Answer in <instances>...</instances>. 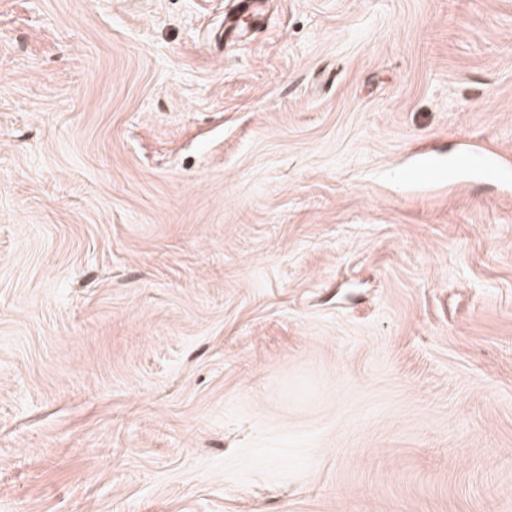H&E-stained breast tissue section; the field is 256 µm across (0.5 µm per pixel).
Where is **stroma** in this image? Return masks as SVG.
I'll use <instances>...</instances> for the list:
<instances>
[{
	"instance_id": "stroma-1",
	"label": "stroma",
	"mask_w": 512,
	"mask_h": 512,
	"mask_svg": "<svg viewBox=\"0 0 512 512\" xmlns=\"http://www.w3.org/2000/svg\"><path fill=\"white\" fill-rule=\"evenodd\" d=\"M261 6L0 0V512H512V0Z\"/></svg>"
}]
</instances>
